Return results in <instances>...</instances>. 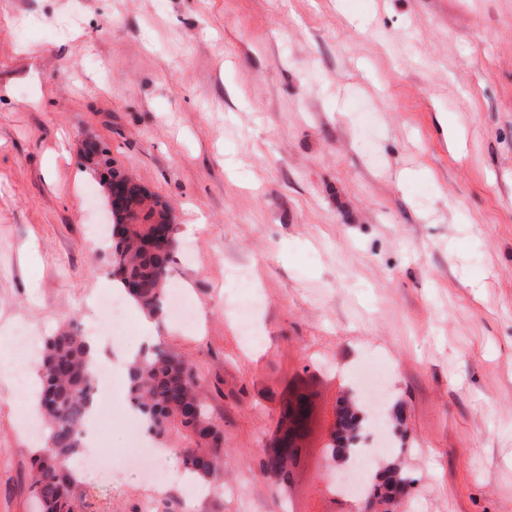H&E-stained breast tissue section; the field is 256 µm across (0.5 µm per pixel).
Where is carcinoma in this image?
I'll list each match as a JSON object with an SVG mask.
<instances>
[{"mask_svg":"<svg viewBox=\"0 0 512 512\" xmlns=\"http://www.w3.org/2000/svg\"><path fill=\"white\" fill-rule=\"evenodd\" d=\"M105 166L102 183H117L122 203L112 209L110 274L115 287L143 315L165 312L173 286L171 263L177 240L174 236L173 203L152 196L140 183L100 158L93 166ZM129 400L139 413L146 433L161 448L171 435L184 472L210 484L218 475L224 450V432L211 415L202 378L180 356L160 347L137 353L127 371ZM40 391L37 407L45 425V445L36 450L32 466L33 488L42 512H74L72 488L78 483L70 461L84 445L82 437L90 407L95 403L94 372L86 337L68 327L45 340L37 364ZM337 422L326 445L331 466H343L354 457L368 427L360 402L345 399L336 407ZM369 495L396 512V490L410 488L415 479L400 464L374 470Z\"/></svg>","mask_w":512,"mask_h":512,"instance_id":"1","label":"carcinoma"}]
</instances>
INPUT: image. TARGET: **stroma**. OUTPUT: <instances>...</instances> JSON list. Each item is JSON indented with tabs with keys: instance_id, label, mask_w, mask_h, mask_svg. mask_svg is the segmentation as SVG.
Masks as SVG:
<instances>
[{
	"instance_id": "obj_1",
	"label": "stroma",
	"mask_w": 512,
	"mask_h": 512,
	"mask_svg": "<svg viewBox=\"0 0 512 512\" xmlns=\"http://www.w3.org/2000/svg\"><path fill=\"white\" fill-rule=\"evenodd\" d=\"M88 140L175 206L201 328L136 311L132 341L197 368L238 492L153 483L113 416L75 512H313L322 422L371 363L401 512H512V0H0V340L71 324L110 353ZM300 386L314 463L277 487L260 461ZM33 411L0 373V512H37Z\"/></svg>"
}]
</instances>
